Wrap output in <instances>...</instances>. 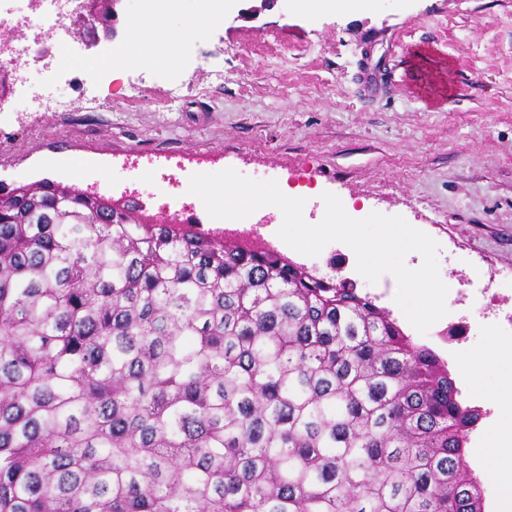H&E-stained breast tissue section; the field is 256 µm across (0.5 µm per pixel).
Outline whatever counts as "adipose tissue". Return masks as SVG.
<instances>
[{
	"label": "adipose tissue",
	"mask_w": 512,
	"mask_h": 512,
	"mask_svg": "<svg viewBox=\"0 0 512 512\" xmlns=\"http://www.w3.org/2000/svg\"><path fill=\"white\" fill-rule=\"evenodd\" d=\"M223 20L222 10L191 13L184 19L181 39L172 41L146 16H134L127 20L120 49L103 60L106 68L124 67L130 50H138L151 63L161 69L177 64L186 45L202 37L210 28ZM496 336H489L483 349H464L457 357L458 372L472 387H479L486 369L492 366L496 354L511 349Z\"/></svg>",
	"instance_id": "obj_1"
}]
</instances>
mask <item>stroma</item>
I'll return each mask as SVG.
<instances>
[{"label":"stroma","mask_w":512,"mask_h":512,"mask_svg":"<svg viewBox=\"0 0 512 512\" xmlns=\"http://www.w3.org/2000/svg\"><path fill=\"white\" fill-rule=\"evenodd\" d=\"M231 2L171 69L138 59L116 72L27 73L0 111V190L50 180L116 201L129 193L154 217L179 201L201 230L233 243L238 225L211 218L188 192L191 175L232 168L305 198L310 224L321 221L326 192L356 219L402 216L439 243L442 281L479 288L484 274L512 271V0H377L364 15L303 13L296 0L261 10L257 0ZM250 220L288 258L354 283L449 371L461 348L512 338V324L491 325L467 300L417 333L392 275L369 283L341 242L300 254L278 237L276 207ZM456 327L465 342L449 338ZM484 383L499 396L456 385L484 413L466 460L485 512H498L499 482L481 456L497 454L512 471V420L501 413L512 391L496 366Z\"/></svg>","instance_id":"stroma-1"}]
</instances>
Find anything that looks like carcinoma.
I'll return each mask as SVG.
<instances>
[{
  "label": "carcinoma",
  "mask_w": 512,
  "mask_h": 512,
  "mask_svg": "<svg viewBox=\"0 0 512 512\" xmlns=\"http://www.w3.org/2000/svg\"><path fill=\"white\" fill-rule=\"evenodd\" d=\"M480 410L345 280L0 195V512H482Z\"/></svg>",
  "instance_id": "cac0c4a2"
}]
</instances>
